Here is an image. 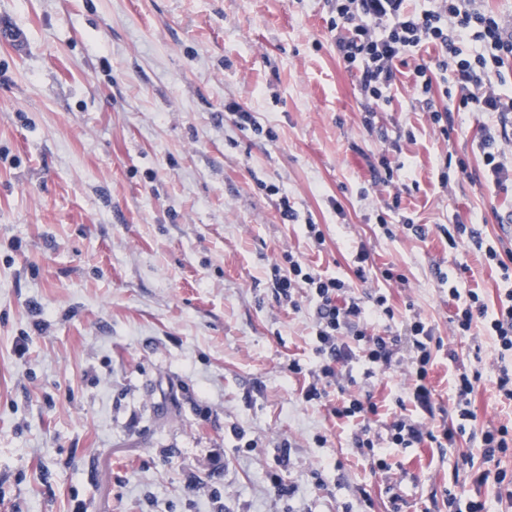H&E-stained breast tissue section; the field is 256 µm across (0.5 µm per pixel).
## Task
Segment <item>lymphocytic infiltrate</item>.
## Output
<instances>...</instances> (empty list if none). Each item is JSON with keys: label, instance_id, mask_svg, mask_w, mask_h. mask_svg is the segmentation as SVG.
I'll return each mask as SVG.
<instances>
[{"label": "lymphocytic infiltrate", "instance_id": "f902f5d3", "mask_svg": "<svg viewBox=\"0 0 512 512\" xmlns=\"http://www.w3.org/2000/svg\"><path fill=\"white\" fill-rule=\"evenodd\" d=\"M329 6V31L335 34L336 53L347 69L358 74L359 88L376 109L389 102V92L397 82V63L421 48L430 46L435 56L417 65L414 93L424 103L432 124L442 135L454 128L451 109H437L434 95L457 100L460 109L494 115L498 134L484 132L478 142L482 153L486 184L501 188L512 181V160L495 150V139L512 138V30L497 14L482 9L477 0H431L427 8H409V0H326ZM471 242L483 252L490 268L498 271L501 289L496 305H489L482 292L455 280L448 284V299L455 305L451 318L454 335L466 337L482 331L498 352L500 365L495 381L501 404L512 406V368L505 363L512 356V250L485 240L467 224L454 225L448 235L450 248ZM280 299L295 304L298 293H306L315 304L316 354L319 364L312 370V382L302 391L304 401L324 402L331 416L359 426L357 448H374L367 426L377 415L376 403L356 397L330 401L324 379L336 377L337 366L348 364L354 354L383 371L391 368L399 345L409 352L412 398L416 408L434 416L429 371L433 350L439 347L432 327L413 318L404 337L377 336L361 325L362 308L345 280L323 274L291 261L287 273L274 281ZM482 373L462 370L452 378L456 424L434 431L416 417L404 414L386 427L395 448H412L431 442L444 448L458 439L477 443L484 461L473 483L481 487L494 484L497 503L512 506V476L501 465L512 458V424L475 428L476 413L472 396Z\"/></svg>", "mask_w": 512, "mask_h": 512}]
</instances>
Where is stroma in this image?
Masks as SVG:
<instances>
[{
  "label": "stroma",
  "mask_w": 512,
  "mask_h": 512,
  "mask_svg": "<svg viewBox=\"0 0 512 512\" xmlns=\"http://www.w3.org/2000/svg\"><path fill=\"white\" fill-rule=\"evenodd\" d=\"M328 19L325 0H0L16 34L0 41V512H448L468 489L469 440L362 456L353 425L301 396L314 304L273 287L292 258L351 283L369 333L434 327L431 426L454 417L459 368L483 373L478 425L512 419L491 341L450 324L448 279L492 302L499 276L441 232L459 219L512 248V185L478 178L493 119L460 113L443 139L408 65L365 118ZM450 152L469 173L443 186ZM382 153L403 166L391 189L371 170ZM368 368L336 383L379 405L380 434L410 395L408 353Z\"/></svg>",
  "instance_id": "stroma-1"
}]
</instances>
